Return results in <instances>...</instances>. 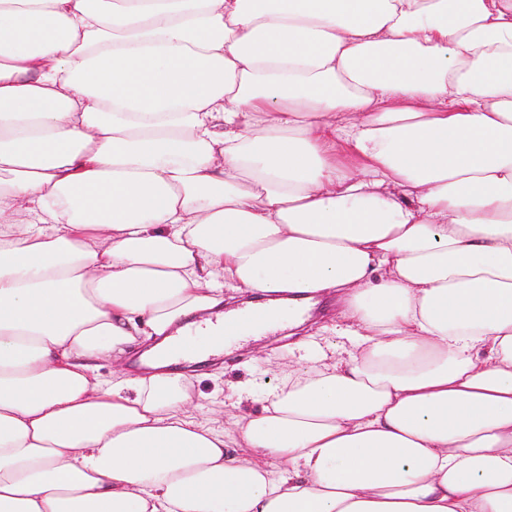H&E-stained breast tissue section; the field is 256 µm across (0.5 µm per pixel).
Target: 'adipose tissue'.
Returning <instances> with one entry per match:
<instances>
[{
	"label": "adipose tissue",
	"mask_w": 512,
	"mask_h": 512,
	"mask_svg": "<svg viewBox=\"0 0 512 512\" xmlns=\"http://www.w3.org/2000/svg\"><path fill=\"white\" fill-rule=\"evenodd\" d=\"M0 512H512V0H0ZM338 312L336 295L325 297L310 311L306 327L293 336L287 335L290 332L287 328L250 341L242 348H238V345L225 348L222 355L211 357L208 362L181 366L190 379L195 401L223 413L224 393L214 398L216 386L211 374L216 369L222 374L220 387L224 388L225 393L229 387L254 377H259L264 386H274L278 383L281 365L288 363V350L307 339L306 334L315 333L322 326L335 325Z\"/></svg>",
	"instance_id": "1"
}]
</instances>
